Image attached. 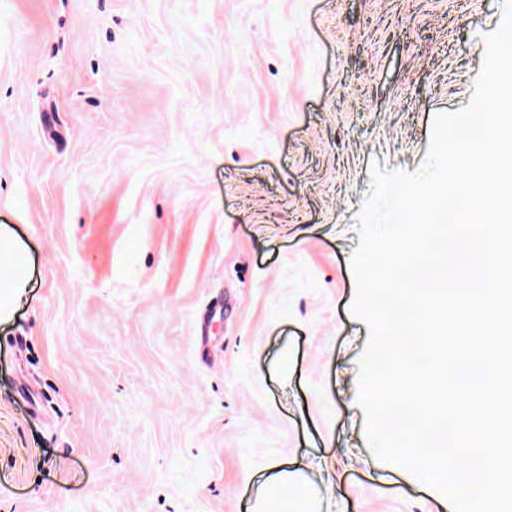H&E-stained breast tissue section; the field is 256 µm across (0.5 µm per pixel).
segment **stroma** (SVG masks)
Wrapping results in <instances>:
<instances>
[{"mask_svg":"<svg viewBox=\"0 0 512 512\" xmlns=\"http://www.w3.org/2000/svg\"><path fill=\"white\" fill-rule=\"evenodd\" d=\"M504 0H0V512H449L372 454L352 259ZM27 259L24 252L15 246L6 229L0 226V320L7 318L12 311V306L17 295V289L25 283ZM7 276V277H6ZM6 279V286L2 280ZM271 494L258 499L253 507L254 512H321V505L317 502L302 476L296 471L274 472L270 476ZM302 504L303 510L297 506Z\"/></svg>","mask_w":512,"mask_h":512,"instance_id":"stroma-1","label":"stroma"}]
</instances>
